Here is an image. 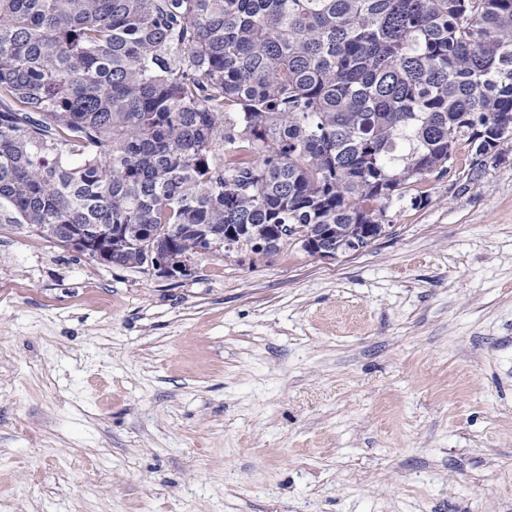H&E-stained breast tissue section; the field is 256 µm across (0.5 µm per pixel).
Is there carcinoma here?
Here are the masks:
<instances>
[{
    "label": "carcinoma",
    "instance_id": "1",
    "mask_svg": "<svg viewBox=\"0 0 512 512\" xmlns=\"http://www.w3.org/2000/svg\"><path fill=\"white\" fill-rule=\"evenodd\" d=\"M511 139L512 0H0V210L103 265L352 253Z\"/></svg>",
    "mask_w": 512,
    "mask_h": 512
}]
</instances>
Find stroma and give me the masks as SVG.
Instances as JSON below:
<instances>
[{
    "label": "stroma",
    "mask_w": 512,
    "mask_h": 512,
    "mask_svg": "<svg viewBox=\"0 0 512 512\" xmlns=\"http://www.w3.org/2000/svg\"><path fill=\"white\" fill-rule=\"evenodd\" d=\"M426 188L176 281L0 219V512H512V140Z\"/></svg>",
    "instance_id": "1"
}]
</instances>
